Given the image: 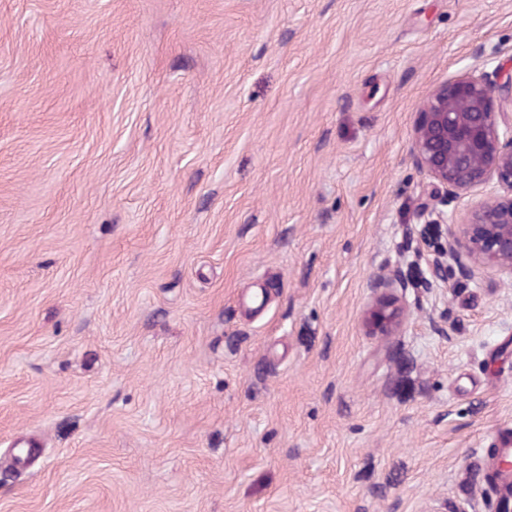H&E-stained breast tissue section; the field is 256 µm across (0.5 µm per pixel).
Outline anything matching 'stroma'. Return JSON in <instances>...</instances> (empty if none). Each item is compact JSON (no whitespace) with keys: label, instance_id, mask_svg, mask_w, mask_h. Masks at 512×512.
I'll return each instance as SVG.
<instances>
[{"label":"stroma","instance_id":"35a3bbf8","mask_svg":"<svg viewBox=\"0 0 512 512\" xmlns=\"http://www.w3.org/2000/svg\"><path fill=\"white\" fill-rule=\"evenodd\" d=\"M495 50L512 0H0V512H487L512 288L404 227ZM416 286L398 266L374 270L368 278L369 297L361 316L363 334L386 339L402 335L409 318L404 298L407 288Z\"/></svg>","mask_w":512,"mask_h":512}]
</instances>
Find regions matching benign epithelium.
Masks as SVG:
<instances>
[{
	"instance_id": "7a95c632",
	"label": "benign epithelium",
	"mask_w": 512,
	"mask_h": 512,
	"mask_svg": "<svg viewBox=\"0 0 512 512\" xmlns=\"http://www.w3.org/2000/svg\"><path fill=\"white\" fill-rule=\"evenodd\" d=\"M493 78L472 71L436 85L420 102L410 137L416 167L436 189L435 204L419 218L434 225L445 246L430 261L435 278L448 266L469 281L492 269L512 282V117L494 109L495 101L512 102V55L495 56ZM492 185L460 222L448 221L438 208ZM416 284L398 266L374 270L361 316L366 336L390 338L404 332L409 312L406 291Z\"/></svg>"
}]
</instances>
